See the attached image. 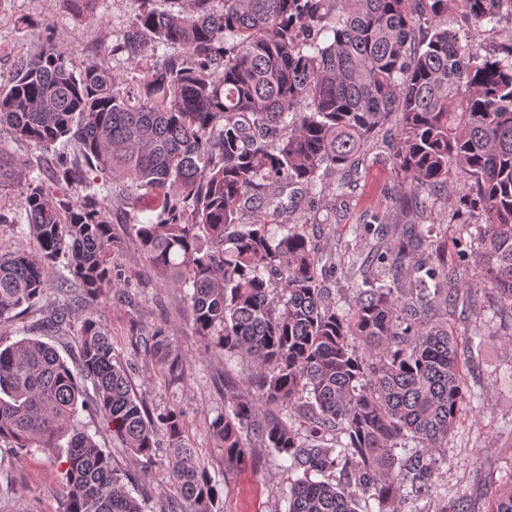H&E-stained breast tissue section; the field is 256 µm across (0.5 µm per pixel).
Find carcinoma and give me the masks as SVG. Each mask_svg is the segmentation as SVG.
<instances>
[{
    "mask_svg": "<svg viewBox=\"0 0 512 512\" xmlns=\"http://www.w3.org/2000/svg\"><path fill=\"white\" fill-rule=\"evenodd\" d=\"M136 2L112 53L135 60L138 75L95 60L76 71L29 25L34 51L0 82V136L78 148L32 176L0 147V187L20 188L38 244L0 252V325L45 297L44 332L73 335L78 356L74 372L38 339L0 346V440L21 452L66 441L62 512H143L135 475L78 421L89 408L144 474L166 438L178 496L160 512H221L183 411H149L100 320L73 329L117 279L106 176L129 200L154 197L156 219L137 227L146 260L187 289L204 348L251 368L210 423L225 472L270 448L301 473L288 512H403L432 497L435 512H472L466 493L439 491L437 455L463 410L473 351L448 314L475 288L512 306V39L495 41L512 0H170L167 11ZM451 10L492 38L484 52L446 19ZM389 123L408 191L356 255L349 274L361 283L341 305L332 252L307 226L344 200L349 182L332 176ZM451 182L458 200L432 216ZM303 202L308 218L296 222ZM263 209L281 217V238ZM399 212L421 222L390 235ZM461 223L479 230L475 282L448 259V238L433 235ZM143 346L170 379L183 377L164 331ZM485 512H512V476L486 491Z\"/></svg>",
    "mask_w": 512,
    "mask_h": 512,
    "instance_id": "carcinoma-1",
    "label": "carcinoma"
}]
</instances>
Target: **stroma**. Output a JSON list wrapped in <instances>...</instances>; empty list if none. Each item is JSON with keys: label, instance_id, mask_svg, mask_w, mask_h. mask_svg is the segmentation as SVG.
Instances as JSON below:
<instances>
[{"label": "stroma", "instance_id": "1", "mask_svg": "<svg viewBox=\"0 0 512 512\" xmlns=\"http://www.w3.org/2000/svg\"><path fill=\"white\" fill-rule=\"evenodd\" d=\"M136 7L135 0H95L88 13L77 15L64 0H0V75H8L15 61L33 49L21 29L26 20L48 28L74 66L97 59L117 74L130 72L132 61L113 55L112 47L123 39ZM393 135V126L380 130L378 144L359 160L335 223L309 225L313 240L349 254L371 241V234L357 232V224L373 209L389 208L392 198L406 190L384 145ZM153 216L144 202L133 209L113 207L112 233L118 247L112 266L124 282L104 289L88 312L107 326L122 362L132 364L134 388L149 409L184 411L188 439L198 457L210 464L223 512H287V490L294 474L285 469L281 457L262 450L246 470L223 471L222 453L209 435L210 423L223 402L217 380L224 376L241 385L250 369L204 349L187 315L184 291L171 287L169 276L146 261L136 230ZM44 318V306L39 303L26 309L15 325L28 337L46 339L69 366H76L69 338L45 336ZM453 323L480 340L482 347L475 351L469 369L470 399L440 454L439 483L449 493L463 490L480 501L490 483L512 474V306L500 302L494 293L477 290L466 310L456 312ZM159 328L183 358L186 370L180 380L160 372L139 343L140 336ZM60 468L56 455L34 448L19 456L9 442L0 441V512H59Z\"/></svg>", "mask_w": 512, "mask_h": 512}]
</instances>
